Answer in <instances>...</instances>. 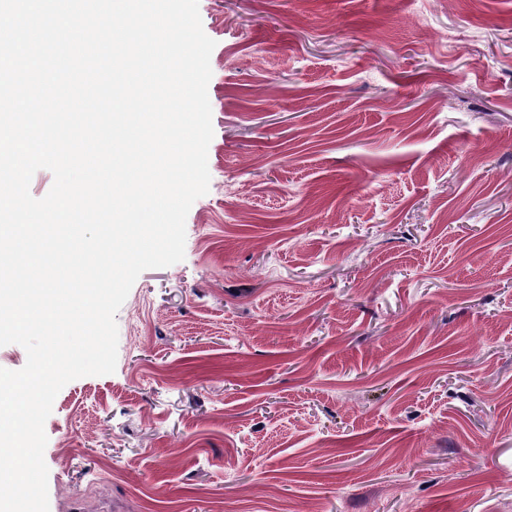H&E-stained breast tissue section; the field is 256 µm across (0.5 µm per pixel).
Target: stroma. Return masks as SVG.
Returning <instances> with one entry per match:
<instances>
[{
	"instance_id": "obj_1",
	"label": "stroma",
	"mask_w": 512,
	"mask_h": 512,
	"mask_svg": "<svg viewBox=\"0 0 512 512\" xmlns=\"http://www.w3.org/2000/svg\"><path fill=\"white\" fill-rule=\"evenodd\" d=\"M210 184L49 512H512V0H199Z\"/></svg>"
}]
</instances>
